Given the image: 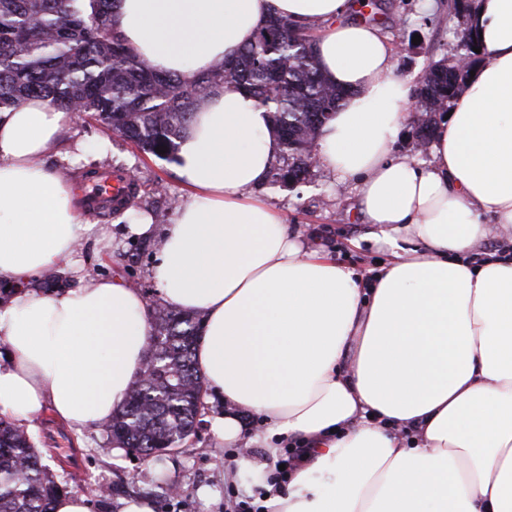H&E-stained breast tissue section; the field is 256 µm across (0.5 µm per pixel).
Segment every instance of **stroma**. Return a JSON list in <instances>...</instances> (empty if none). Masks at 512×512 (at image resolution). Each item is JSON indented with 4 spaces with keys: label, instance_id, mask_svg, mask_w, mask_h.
<instances>
[{
    "label": "stroma",
    "instance_id": "obj_1",
    "mask_svg": "<svg viewBox=\"0 0 512 512\" xmlns=\"http://www.w3.org/2000/svg\"><path fill=\"white\" fill-rule=\"evenodd\" d=\"M452 0H382L378 25L393 49L395 73L418 84L431 62L451 53L450 29L460 28L462 19L451 7ZM420 44H413V37ZM67 141H78L89 159L86 167H69L63 175L69 182L83 183L85 170L118 168L133 172L138 180L136 208L152 212L166 210L170 200L185 201L188 192L175 175L170 161L145 153L92 120L88 113L75 112L66 131ZM268 204L281 210L292 229L324 247L357 275L368 276L383 254L365 243L368 230L359 211L354 183L315 170L308 182L284 188L268 182L258 191ZM78 215L91 224L112 228L116 248L100 254L94 240L83 242L78 256L87 272L107 277L122 276L149 299L157 289L149 276L153 251L137 253V242L118 223L116 213L88 211L85 200H77ZM220 401L206 405L196 438L162 460L133 459L129 453L113 454L99 428L82 432L69 429L51 413H43L31 426L43 461L60 481L70 474H84L79 491L91 504V512H118L120 499L134 494L152 497L157 512H234L243 491L224 480V468L232 464L238 449L225 447L210 429L209 418L221 413ZM118 487V494L99 501L100 484Z\"/></svg>",
    "mask_w": 512,
    "mask_h": 512
}]
</instances>
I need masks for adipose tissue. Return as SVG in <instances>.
<instances>
[{"instance_id":"adipose-tissue-1","label":"adipose tissue","mask_w":512,"mask_h":512,"mask_svg":"<svg viewBox=\"0 0 512 512\" xmlns=\"http://www.w3.org/2000/svg\"><path fill=\"white\" fill-rule=\"evenodd\" d=\"M348 0H116L112 22L157 71L206 72L270 15L319 24V68L350 96L322 127L318 168L355 182L366 236L393 259L369 278L294 232L256 196L279 150L268 108L220 88L178 141L190 189L169 223L123 211L160 238L149 269L164 303L202 317L195 359L224 403L211 428L244 453L227 478L265 489V512H512V0H476L486 53L438 124L423 166L392 154L414 89L378 26ZM69 112L29 98L0 112V414L44 411L75 429L109 422L143 372L151 306L120 276L84 273L92 232L47 158ZM50 269L73 279L39 293ZM259 428L246 433L243 416ZM306 449L286 484L267 459Z\"/></svg>"}]
</instances>
